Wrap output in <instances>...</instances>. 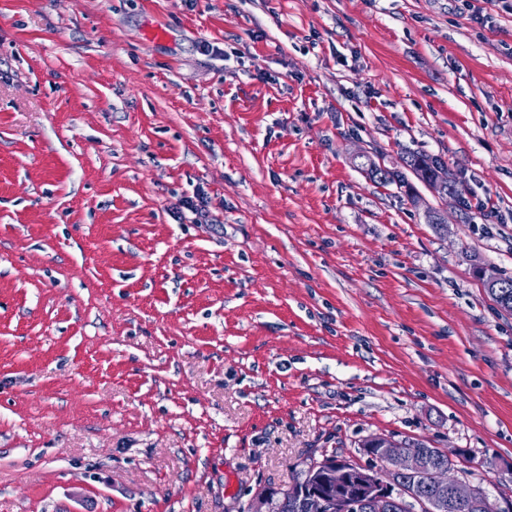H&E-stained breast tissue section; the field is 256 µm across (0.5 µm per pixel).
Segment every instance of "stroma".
<instances>
[{"mask_svg": "<svg viewBox=\"0 0 512 512\" xmlns=\"http://www.w3.org/2000/svg\"><path fill=\"white\" fill-rule=\"evenodd\" d=\"M408 151L467 211L368 177ZM480 266L512 0H0V512H247L373 435L512 498ZM401 160L403 161V163H405L407 167L410 168L413 174L414 172H417L419 177H415L423 182L425 181L426 170L425 168L420 166V163L426 164L427 162H443L442 159L439 157L414 152L406 153V156H402ZM425 183L429 187L445 190L447 192V195L448 191L459 195L462 194V189L458 187L455 181L450 179L447 166H445V168H443L442 170L438 169L434 175H432L429 179L425 181ZM208 206L209 199L204 189H198L193 197L181 200L176 207L177 212L183 211V209L189 211L194 217L192 218L194 223L203 224L206 223L208 217ZM180 209V211H178Z\"/></svg>", "mask_w": 512, "mask_h": 512, "instance_id": "stroma-1", "label": "stroma"}]
</instances>
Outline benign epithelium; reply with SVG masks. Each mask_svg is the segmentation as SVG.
Segmentation results:
<instances>
[{
	"label": "benign epithelium",
	"instance_id": "obj_1",
	"mask_svg": "<svg viewBox=\"0 0 512 512\" xmlns=\"http://www.w3.org/2000/svg\"><path fill=\"white\" fill-rule=\"evenodd\" d=\"M373 453L384 463L386 473L380 477L376 470H360L344 460L322 464L319 482L330 491H340L355 482L367 488L368 496L346 505L344 500H334L320 491L302 493V512H334L335 508L362 509L363 512H394L398 501L385 491L398 476L422 477L432 491V496L419 501L426 512H444L447 503L473 509L479 500L476 485L459 481L450 476L451 466L431 463L416 450L389 437L377 436L373 440ZM282 502L274 495L266 494L252 503L249 512H281Z\"/></svg>",
	"mask_w": 512,
	"mask_h": 512
}]
</instances>
